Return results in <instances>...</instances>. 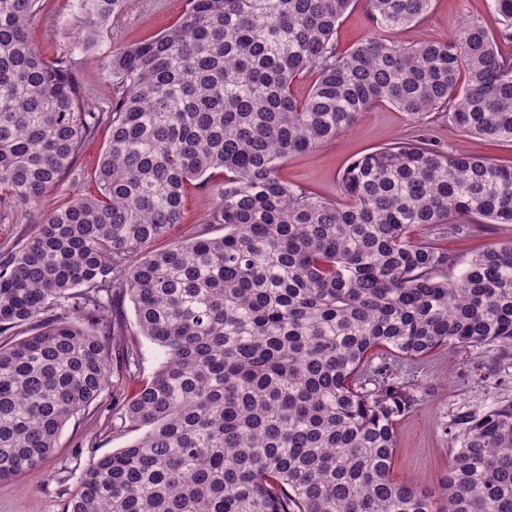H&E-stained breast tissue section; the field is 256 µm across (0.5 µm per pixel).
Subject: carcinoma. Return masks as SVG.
<instances>
[{
    "mask_svg": "<svg viewBox=\"0 0 512 512\" xmlns=\"http://www.w3.org/2000/svg\"><path fill=\"white\" fill-rule=\"evenodd\" d=\"M358 2L190 0L174 28L102 63L123 91L90 112L30 45L41 0H0V209L38 207L110 130L97 194L0 253V481L35 469L110 389L112 418L141 435L89 462L65 512H512V399L445 429L441 497L391 477L416 402L400 362L512 358V241L450 279L448 252L411 240L451 215L512 224V164L416 140L355 157L336 200L277 176L382 103L512 144V0H491L496 31L472 20L450 39L341 53ZM365 3L384 30L421 23L432 0ZM112 4L81 0L83 48ZM211 182L202 229L140 257L181 223L187 188ZM126 300L163 354L131 396L111 389L106 341Z\"/></svg>",
    "mask_w": 512,
    "mask_h": 512,
    "instance_id": "1",
    "label": "carcinoma"
}]
</instances>
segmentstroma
Wrapping results in <instances>:
<instances>
[{
	"label": "stroma",
	"mask_w": 512,
	"mask_h": 512,
	"mask_svg": "<svg viewBox=\"0 0 512 512\" xmlns=\"http://www.w3.org/2000/svg\"><path fill=\"white\" fill-rule=\"evenodd\" d=\"M189 0H114L112 17L96 37L90 50L78 45L83 31L80 0H45L29 31L37 54L52 61L65 58L73 79L84 92L88 109L108 110L120 93L117 82L103 79L101 63L126 48L150 40L173 27L186 12ZM490 0H434L426 20L417 26L375 30L365 4L347 13L337 30L339 51L346 52L375 36L402 46L422 40H445L467 20L493 23ZM424 138L442 151L466 150L493 162H512V145L494 143L463 132L447 113L430 112L414 118L390 105H376L363 113L352 129L339 133L317 152L289 156L278 166L280 178L310 190L325 199L338 198L340 178L357 154ZM109 140L100 128L85 146L75 165L45 194L39 210L15 202L8 216L0 218V248L15 244L30 228L35 216H47L62 203L96 194L95 169ZM218 202L213 186L191 187L185 200L182 221L167 237L152 242L150 251H160L187 240L204 224ZM416 240L436 241L448 252L449 277L459 276L480 251L512 240V224H467L453 232L448 225L417 230ZM124 339L135 345L139 368L128 375L112 367V379L132 391L138 379L150 377L163 360L161 350L135 326L132 304L124 306ZM485 366L504 367L511 378L502 383L481 380L476 361ZM400 378L412 382L416 405L396 427L393 477L400 482L437 485L450 462L444 433L454 416L466 410L480 411L497 401L512 398V365H500L495 353L477 356L457 349L438 351L405 364ZM112 396L103 394L85 414L72 418L64 427L53 453L33 471L14 481L0 483V512H64V505L79 488L83 470L93 458L126 447L134 433L112 422Z\"/></svg>",
	"instance_id": "35a3bbf8"
}]
</instances>
